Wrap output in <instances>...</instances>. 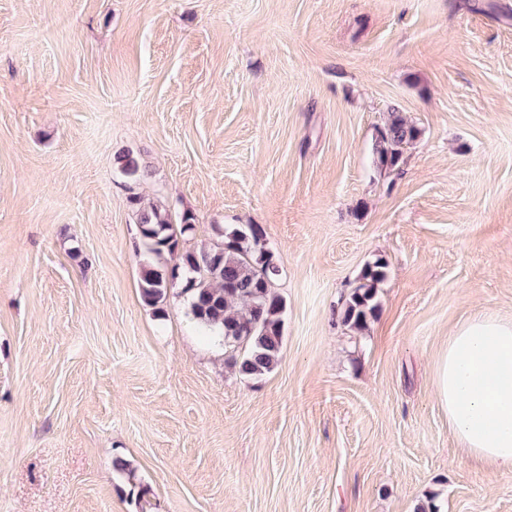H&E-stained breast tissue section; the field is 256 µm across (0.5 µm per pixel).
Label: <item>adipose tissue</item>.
<instances>
[{
  "label": "adipose tissue",
  "mask_w": 512,
  "mask_h": 512,
  "mask_svg": "<svg viewBox=\"0 0 512 512\" xmlns=\"http://www.w3.org/2000/svg\"><path fill=\"white\" fill-rule=\"evenodd\" d=\"M434 382L459 448L512 471V320L483 311L457 325L435 363Z\"/></svg>",
  "instance_id": "obj_1"
}]
</instances>
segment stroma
I'll use <instances>...</instances> for the list:
<instances>
[{
    "label": "stroma",
    "instance_id": "35a3bbf8",
    "mask_svg": "<svg viewBox=\"0 0 512 512\" xmlns=\"http://www.w3.org/2000/svg\"><path fill=\"white\" fill-rule=\"evenodd\" d=\"M394 111L420 136L384 171ZM127 149L185 247L264 227L272 373L240 379L178 289L142 302ZM483 310L512 319V0H0V512H512L435 395ZM388 262L377 258L363 270L357 284L351 288L343 303L341 312L342 323L351 330H364L370 319L379 310V285L386 278Z\"/></svg>",
    "mask_w": 512,
    "mask_h": 512
}]
</instances>
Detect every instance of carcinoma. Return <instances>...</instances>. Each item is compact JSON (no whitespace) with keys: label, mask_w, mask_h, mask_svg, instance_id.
<instances>
[{"label":"carcinoma","mask_w":512,"mask_h":512,"mask_svg":"<svg viewBox=\"0 0 512 512\" xmlns=\"http://www.w3.org/2000/svg\"><path fill=\"white\" fill-rule=\"evenodd\" d=\"M420 131L391 113L379 128L374 152L379 167L395 170L406 146ZM114 163L129 184L128 202L135 209L140 237L153 261L141 264L139 290L143 303L163 317L168 292L182 285L190 313L203 335L221 340L229 351L231 366L240 377L258 380L273 372L281 361L285 338L286 303L274 291L282 269L266 248L264 228L244 224L230 229L214 225L215 239L199 248L186 249L185 237L196 230L195 217L185 212L172 223L165 209L146 205L134 192L147 176L143 159L132 152L117 155ZM388 262L380 257L368 264L343 303L342 323L361 331L379 310V285L386 278Z\"/></svg>","instance_id":"cac0c4a2"}]
</instances>
